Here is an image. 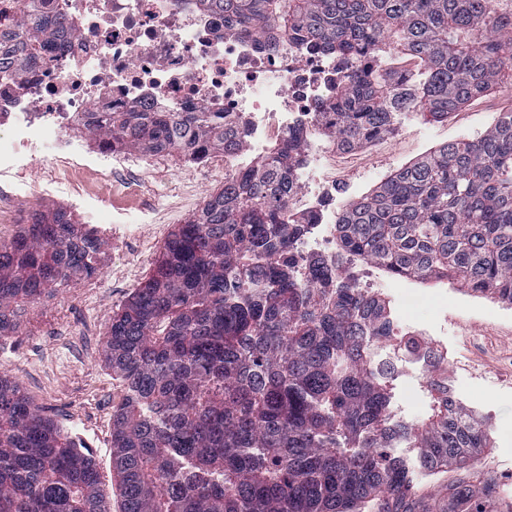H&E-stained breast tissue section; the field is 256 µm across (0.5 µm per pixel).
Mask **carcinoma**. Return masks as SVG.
<instances>
[{"label":"carcinoma","instance_id":"carcinoma-1","mask_svg":"<svg viewBox=\"0 0 512 512\" xmlns=\"http://www.w3.org/2000/svg\"><path fill=\"white\" fill-rule=\"evenodd\" d=\"M236 30H259L345 61L317 129L343 149L376 142L417 109L444 121L512 69V14L497 0H201ZM420 61L396 69L387 41ZM98 145L198 161L243 145L232 112H85ZM302 134L224 181L165 240L149 277L103 340L121 396L108 445L118 512H433L474 501L484 421L448 391L435 346L394 333L386 303L357 287L356 261L392 276L453 280L512 303V112L392 173L338 218L336 262L293 276L306 217L285 211ZM97 235L63 209L35 213L0 243V339L20 302L93 277ZM436 369L431 413L391 416L373 347ZM408 441L438 477L423 486L391 452ZM450 471L460 477L448 482ZM0 512H107L96 457L0 377Z\"/></svg>","mask_w":512,"mask_h":512}]
</instances>
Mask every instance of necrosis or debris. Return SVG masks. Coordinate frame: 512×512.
I'll return each mask as SVG.
<instances>
[{"label":"necrosis or debris","instance_id":"1","mask_svg":"<svg viewBox=\"0 0 512 512\" xmlns=\"http://www.w3.org/2000/svg\"><path fill=\"white\" fill-rule=\"evenodd\" d=\"M52 35L25 52L27 17ZM0 127L13 137L0 156L29 140L60 145L84 112H233L245 150L302 132L307 163L295 170L289 206L313 223L301 256H336L325 213L336 190L323 172L336 152L316 132L339 67L335 57L257 33L227 32L223 15L198 0H0Z\"/></svg>","mask_w":512,"mask_h":512}]
</instances>
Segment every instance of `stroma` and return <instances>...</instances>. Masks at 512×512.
I'll list each match as a JSON object with an SVG mask.
<instances>
[{"label":"stroma","instance_id":"1","mask_svg":"<svg viewBox=\"0 0 512 512\" xmlns=\"http://www.w3.org/2000/svg\"><path fill=\"white\" fill-rule=\"evenodd\" d=\"M503 112H512V71L491 93L471 101L448 120L434 122L415 110L399 113L393 133L384 139L337 152L329 169L343 188L336 198V211L369 194L398 168L429 150L477 137ZM62 151L92 181L115 172H132L136 179L122 187L83 192L55 179L53 164L44 160L45 150L37 141L0 160V191L20 205L22 218L39 208H62L76 223L94 230L101 241L95 277L48 289L41 298L26 303L22 335L0 340V376L19 381L66 431L89 441L102 489L110 497L115 486L109 447L86 431L70 402L85 401L98 421L108 423L112 402L120 393L102 355L112 313L150 274L174 225L189 220L223 187L217 170L222 156L216 153L209 162L191 164L176 156L145 157L131 150L103 153L82 130L71 131ZM38 157L43 160L39 166L34 163ZM147 225L155 227L156 233L146 239L139 230ZM116 267L124 268V277H113ZM355 275L387 301L398 334L434 343L446 353L449 391L487 426L490 442L482 461L498 473L511 474L512 304L456 284L405 278L402 286L415 297L408 307L397 300L391 275L367 264L358 265ZM373 357L399 364L390 382V407L397 410L399 420L425 419L432 396L417 381L422 361L394 354L386 345L374 350Z\"/></svg>","mask_w":512,"mask_h":512}]
</instances>
